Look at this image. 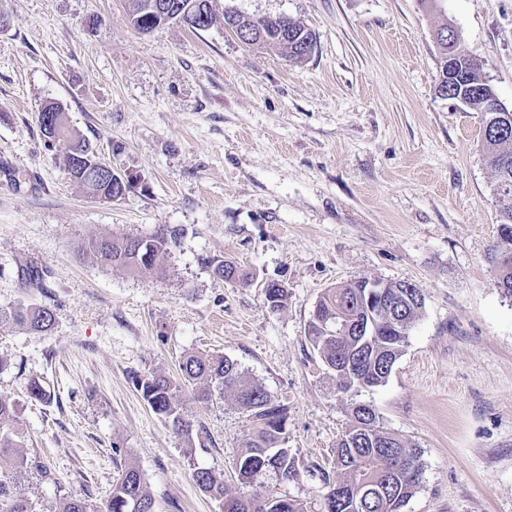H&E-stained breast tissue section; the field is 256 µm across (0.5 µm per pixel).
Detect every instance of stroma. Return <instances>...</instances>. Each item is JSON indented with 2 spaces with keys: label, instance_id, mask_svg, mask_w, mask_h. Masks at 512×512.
Returning a JSON list of instances; mask_svg holds the SVG:
<instances>
[{
  "label": "stroma",
  "instance_id": "35a3bbf8",
  "mask_svg": "<svg viewBox=\"0 0 512 512\" xmlns=\"http://www.w3.org/2000/svg\"><path fill=\"white\" fill-rule=\"evenodd\" d=\"M216 14L288 16L311 29L300 62L242 43L223 22L142 34L127 0H0V309L53 307L48 333L0 324V397L30 474L35 512L67 495L103 504L128 466L155 512H221L192 473L230 494L289 496L319 512L321 473L352 403L421 454L403 512H512V298L494 286V173L478 113L439 98L436 31L451 25L512 109V0H212ZM98 16L86 29L89 16ZM63 106L71 130L130 177L117 201L88 195L38 123ZM179 244L163 276L102 266L98 236L159 225ZM245 268L249 284L214 276ZM37 268L41 288L27 287ZM361 278L409 281L424 306L381 386L342 393L306 337L323 293ZM267 281L288 301L270 310ZM236 361L287 406L298 480L241 485L252 424L232 399L184 389L194 446L156 415L134 376L176 374L188 353ZM39 379L49 398L29 399Z\"/></svg>",
  "mask_w": 512,
  "mask_h": 512
}]
</instances>
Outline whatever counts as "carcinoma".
I'll list each match as a JSON object with an SVG mask.
<instances>
[{
	"label": "carcinoma",
	"mask_w": 512,
	"mask_h": 512,
	"mask_svg": "<svg viewBox=\"0 0 512 512\" xmlns=\"http://www.w3.org/2000/svg\"><path fill=\"white\" fill-rule=\"evenodd\" d=\"M152 0H128L131 24L139 32H151L172 21V17L149 16ZM190 12L205 17L210 27L217 21L211 0H175ZM224 23L251 33L248 45L277 51L291 61H301L314 50L316 41L311 30L292 19L288 25L281 17H250L236 10H224ZM441 73L436 93L442 99L467 100V108L480 112L483 122L494 113L486 111L488 91L473 88L484 75L476 56L462 45L450 48L448 41L458 39L451 26L439 29ZM62 135L69 141L66 165L70 176L96 198L112 197V184L98 179L95 170L87 168L82 158L93 153L90 143L64 128ZM488 166L495 173L493 193L498 206L499 224L512 227V189L502 195L499 185L504 175L512 180V168L503 171L500 161L512 160V135L496 137L488 134L481 147ZM487 259L496 271L495 287L512 298V264L499 265L503 255L512 256V235H499ZM178 245V232L166 225L154 232L135 237L92 238L84 246L96 263L123 267L137 274L162 275L159 258ZM213 273L221 280L248 282V276L234 264L222 260L214 263ZM360 289L350 281L328 289L316 305L313 320L308 324L307 339L326 364L338 366L336 387L342 392L378 387L387 380L383 368L394 366L400 357L406 336L378 326L376 338L363 345L355 336H322L317 327L336 319L338 313L347 318H363L358 313ZM287 288H269L265 299L270 309L279 311L286 305ZM10 321L30 333H45L55 324L54 310L43 306L18 308L6 312L0 309V323ZM134 384L152 411L172 428L173 432L192 442L194 422L187 417L180 403L183 387L195 386V399L201 403L231 396L253 425V435L239 449L235 458L238 481L250 484L266 472H281L278 480L288 483L300 475L298 460L288 448V408L273 400L262 385L250 380L238 364L218 354L189 353L179 363L178 377L153 374L134 377ZM16 420L15 405L0 397V512H34L25 495L22 480L32 472L47 475V468L37 458L19 450L10 431ZM336 475L321 471L323 483L321 512H402L413 497L422 479V463L418 448L399 435L381 426L377 415L368 419L360 408L351 406L350 425L339 438L335 452ZM197 486L222 502L224 512H307L306 506L288 496L231 495L224 488V476L209 469L193 472ZM154 502L139 471L130 466L122 472L112 487V493L102 506L86 498L68 495L59 501L57 512H153Z\"/></svg>",
	"instance_id": "obj_1"
}]
</instances>
